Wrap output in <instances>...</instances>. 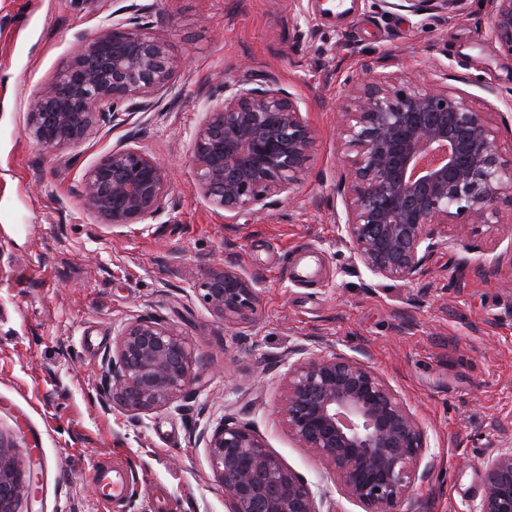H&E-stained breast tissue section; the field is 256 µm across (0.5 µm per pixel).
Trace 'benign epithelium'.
<instances>
[{
    "mask_svg": "<svg viewBox=\"0 0 512 512\" xmlns=\"http://www.w3.org/2000/svg\"><path fill=\"white\" fill-rule=\"evenodd\" d=\"M466 0H371L387 15L401 10L447 16ZM490 40L512 55V0H491ZM78 52L30 102L28 131L50 150L78 147L108 124L154 107L172 88L175 61L135 14L78 36ZM438 68L427 84L376 77L352 85L338 117L345 204L337 225L360 264L383 278L413 282L448 247V226L492 224L507 164L483 113L443 86ZM315 132L294 97L266 77L224 83V102L196 133L192 161L199 187L217 208L256 215L300 183ZM170 184L158 161L125 142L82 178L86 211L112 226L147 224L165 209ZM224 320L256 310L255 284L218 267L195 287ZM286 366L282 411L288 432L334 474L340 493L364 512H399L421 464L432 457L427 430L389 383L365 362L298 345ZM194 357L176 328L136 317L124 323L103 360L106 398L135 415L173 403L195 381ZM212 470L228 512H321L308 482L285 466L248 424L226 415L204 429ZM35 494L17 447L0 438V512H23ZM468 512H512V448L486 466L484 490Z\"/></svg>",
    "mask_w": 512,
    "mask_h": 512,
    "instance_id": "obj_1",
    "label": "benign epithelium"
}]
</instances>
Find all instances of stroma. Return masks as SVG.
<instances>
[{"label": "stroma", "instance_id": "35a3bbf8", "mask_svg": "<svg viewBox=\"0 0 512 512\" xmlns=\"http://www.w3.org/2000/svg\"><path fill=\"white\" fill-rule=\"evenodd\" d=\"M133 7L179 62L172 90L78 147L45 150L26 129L30 99L76 53L78 34ZM490 20L486 0L451 18L383 17L368 0L344 13L322 0H0V435L34 470L32 512H95L97 459L133 473L124 512H225L207 450L190 435L226 415L308 481L322 512H363L282 422L279 360L311 342L367 362L425 425L433 456L400 512H467L479 500L488 458L512 444V208L467 225L419 280L373 275L337 232V114L350 83H423L437 64L512 163L501 101L512 95V56L488 41ZM265 75L297 98L316 144L305 179L276 206L231 219L199 188L193 140L225 83ZM122 140L165 168L171 191L155 221L112 228L84 210L79 190ZM306 247L318 278L286 280ZM225 264L256 284L249 319L222 320L195 293ZM136 316L176 327L197 373L176 402L142 415L100 395L102 358Z\"/></svg>", "mask_w": 512, "mask_h": 512}]
</instances>
